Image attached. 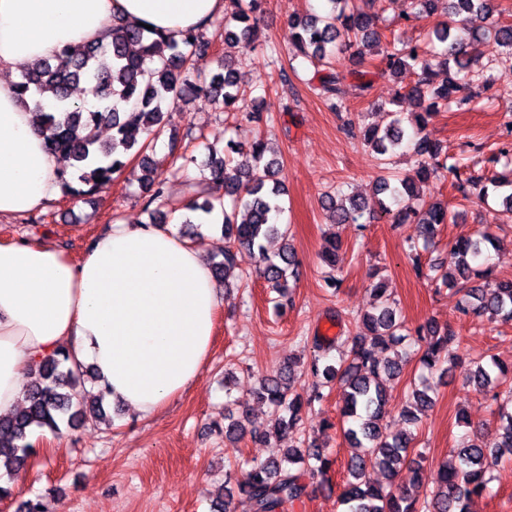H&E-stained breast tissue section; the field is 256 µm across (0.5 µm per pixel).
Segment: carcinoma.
<instances>
[{
    "instance_id": "cac0c4a2",
    "label": "carcinoma",
    "mask_w": 512,
    "mask_h": 512,
    "mask_svg": "<svg viewBox=\"0 0 512 512\" xmlns=\"http://www.w3.org/2000/svg\"><path fill=\"white\" fill-rule=\"evenodd\" d=\"M224 43H251L259 37V13L263 0H225ZM330 8L323 14L290 17L295 29V56L315 67H325L337 52L353 50L362 87L370 71L365 69L366 55L381 56V72L392 75L412 70L416 81L404 95L420 102L422 111L404 114L396 112L384 127L370 125L362 131V141L379 155L386 156L411 149L419 157L418 168L412 175L390 172L376 180L375 189L381 195L380 206L393 223L413 221L422 225L423 240L429 244L441 232L444 224L456 223V214L448 205L426 198L422 186L432 178H446L462 198H477L487 202L489 190L505 189L500 195L504 211L512 216V178L494 172L475 174L428 134L430 120L440 112L463 110L472 101L469 90L478 87L492 89L497 77L490 69H475L472 60L476 46L485 39H494L512 54V24L494 18L493 0H409L407 16L440 13L445 17L441 26L422 43L388 42L380 48L381 38L374 29L372 16L355 9V0H327ZM479 16L487 21L480 28L462 26L465 17ZM153 31L112 18V41L94 42L81 50H61L44 59L16 83L18 98L26 103L28 93L53 94L56 105L39 115L46 132L45 148L60 155L69 166L60 169L58 185L61 193L73 199L93 194L98 182L112 179L124 170L128 160L138 157L136 181L148 196L145 209L149 223L162 224V207L167 199L163 180L147 161L144 151L147 141L157 140L170 122V106L192 97H209L225 112H239L250 121L261 119L255 99H246L241 74L235 60L228 55L216 59V69L205 75L193 63L195 56L204 54L208 44L201 31H189L181 40H171L161 46L152 38ZM85 81L93 95L109 104L91 109L70 101L71 86ZM324 93L336 99L332 106L341 111L342 89L339 76L331 73L319 76ZM102 125L112 128V144L101 143L96 135ZM205 167L209 173L187 180V203L184 207L210 213L221 208L224 214L225 247L220 261L211 269L224 288L231 287L229 277L235 268L237 253L245 248L258 258V273L278 291L287 288L288 273L296 266L295 253L284 243L278 260L265 254L264 242L274 235L288 238V228L279 224L283 212V183L277 178L279 161L265 159L267 144L255 140L246 152L237 151L239 158L222 156L207 147ZM224 183V198L215 202L206 197V176ZM324 207L328 219L336 225L357 224L364 204L354 195H327ZM243 211L237 220L236 210ZM495 241L486 229L459 237L453 246L454 269L440 275L442 283L463 293L459 309L461 316H487L503 322L512 321V279L490 285L492 275L489 248ZM375 307L363 315L356 332L349 340V354L335 360L337 342L317 343L305 371L321 379L308 399L291 393L294 368L291 365L262 377L252 394L271 409V420L264 429L246 430L247 417L230 413L224 416V437L232 445L245 433L255 441L281 438L293 431L301 419L304 406L323 400L321 388L336 382L342 389V415L346 428L344 437L354 452L346 461L348 479L343 483L339 499L346 512H469L475 496H493L491 469L505 455H512V365L498 361L475 363L463 369L465 382L489 395L497 406L500 422L498 441L486 444L474 435L456 449V459L443 467L439 485L432 491L421 490L420 461L410 457L415 439L412 432L390 433L384 424L389 398L386 382L401 374L409 348L421 342L420 362L429 371L448 364L459 367L452 347L460 340L448 327L428 321L410 329L404 318L385 296L380 285L372 288ZM70 360L62 348L30 369L32 383L27 396L29 405L10 416L0 417V466L5 470L25 465L31 455L27 438L35 428L61 433V425L75 427L87 419L103 416L105 393L85 387L83 367L68 366ZM432 387L421 381L412 388L409 423H418V413L432 403ZM332 462L325 450L313 443L308 448L289 447L284 454L265 461L252 460L240 478L233 470L224 473V495L213 503L214 512H236L235 499L248 506L249 512H282L284 505L300 499L307 489L304 476L326 478ZM413 470L412 487L395 485L403 467ZM370 469L380 470L386 483L366 479Z\"/></svg>"
}]
</instances>
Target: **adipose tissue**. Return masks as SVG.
<instances>
[{
	"label": "adipose tissue",
	"instance_id": "ef3b65f1",
	"mask_svg": "<svg viewBox=\"0 0 512 512\" xmlns=\"http://www.w3.org/2000/svg\"><path fill=\"white\" fill-rule=\"evenodd\" d=\"M223 11L224 0H0V218L42 210L60 193L36 105L20 103L11 72L66 45L110 41L115 16L176 38ZM187 215L112 224L77 259L40 239L0 244V416L22 406L25 373L63 346L140 418L200 378L223 291L177 232Z\"/></svg>",
	"mask_w": 512,
	"mask_h": 512
}]
</instances>
